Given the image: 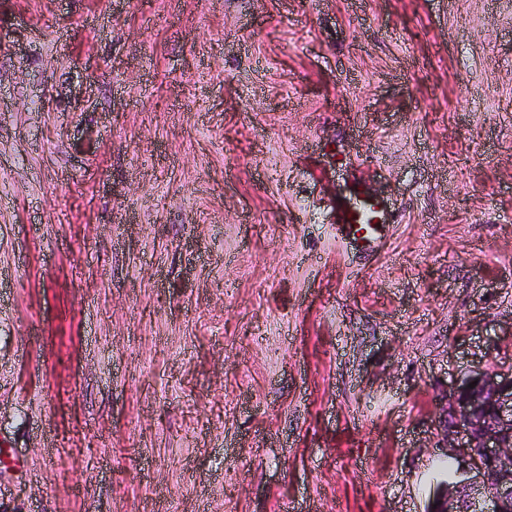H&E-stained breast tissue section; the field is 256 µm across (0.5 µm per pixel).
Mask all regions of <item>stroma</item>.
Segmentation results:
<instances>
[{
    "instance_id": "obj_1",
    "label": "stroma",
    "mask_w": 512,
    "mask_h": 512,
    "mask_svg": "<svg viewBox=\"0 0 512 512\" xmlns=\"http://www.w3.org/2000/svg\"><path fill=\"white\" fill-rule=\"evenodd\" d=\"M492 360L512 0H0V512H425ZM387 201L362 194L355 189L338 208L336 229L360 251L373 252L386 240L389 225Z\"/></svg>"
}]
</instances>
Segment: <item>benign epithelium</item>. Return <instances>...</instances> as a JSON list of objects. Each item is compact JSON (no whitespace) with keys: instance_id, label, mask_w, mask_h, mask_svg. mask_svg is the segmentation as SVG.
Masks as SVG:
<instances>
[{"instance_id":"obj_1","label":"benign epithelium","mask_w":512,"mask_h":512,"mask_svg":"<svg viewBox=\"0 0 512 512\" xmlns=\"http://www.w3.org/2000/svg\"><path fill=\"white\" fill-rule=\"evenodd\" d=\"M430 434L456 468L427 512H512V363L488 365L453 384Z\"/></svg>"}]
</instances>
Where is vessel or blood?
Returning a JSON list of instances; mask_svg holds the SVG:
<instances>
[{
    "instance_id": "obj_1",
    "label": "vessel or blood",
    "mask_w": 512,
    "mask_h": 512,
    "mask_svg": "<svg viewBox=\"0 0 512 512\" xmlns=\"http://www.w3.org/2000/svg\"><path fill=\"white\" fill-rule=\"evenodd\" d=\"M389 217L387 201L356 190L339 206L336 228L358 250L371 252L385 242Z\"/></svg>"
}]
</instances>
